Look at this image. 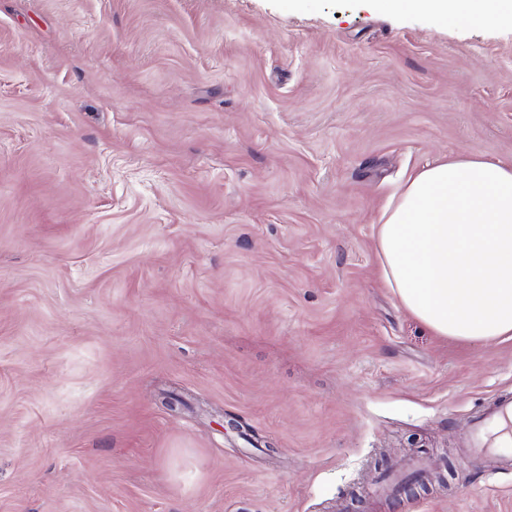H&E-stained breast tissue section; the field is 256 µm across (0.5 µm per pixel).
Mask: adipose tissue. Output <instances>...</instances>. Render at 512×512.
Wrapping results in <instances>:
<instances>
[{"instance_id": "ef3b65f1", "label": "adipose tissue", "mask_w": 512, "mask_h": 512, "mask_svg": "<svg viewBox=\"0 0 512 512\" xmlns=\"http://www.w3.org/2000/svg\"><path fill=\"white\" fill-rule=\"evenodd\" d=\"M374 4L457 25L512 24V0ZM376 249L388 288L434 335L512 337V164L471 157L420 170L385 212Z\"/></svg>"}]
</instances>
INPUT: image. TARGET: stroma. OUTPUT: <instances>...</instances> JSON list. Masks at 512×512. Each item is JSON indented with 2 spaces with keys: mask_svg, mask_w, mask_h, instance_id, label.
Masks as SVG:
<instances>
[{
  "mask_svg": "<svg viewBox=\"0 0 512 512\" xmlns=\"http://www.w3.org/2000/svg\"><path fill=\"white\" fill-rule=\"evenodd\" d=\"M465 156L512 163L511 26L0 0V512H512L464 451L512 339L435 336L375 243Z\"/></svg>",
  "mask_w": 512,
  "mask_h": 512,
  "instance_id": "obj_1",
  "label": "stroma"
}]
</instances>
